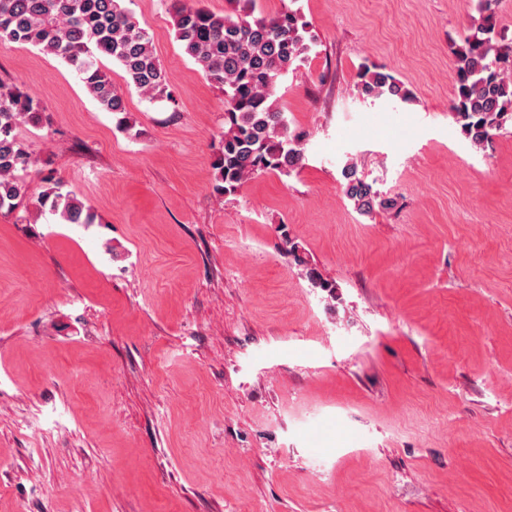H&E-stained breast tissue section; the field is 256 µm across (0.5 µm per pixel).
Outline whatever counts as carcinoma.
<instances>
[{"instance_id": "1", "label": "carcinoma", "mask_w": 512, "mask_h": 512, "mask_svg": "<svg viewBox=\"0 0 512 512\" xmlns=\"http://www.w3.org/2000/svg\"><path fill=\"white\" fill-rule=\"evenodd\" d=\"M123 0H0V40L39 48L74 67L99 107L126 114L122 93L102 71L100 58L117 63L128 86L144 98H171L165 69L154 56L151 37L122 5ZM217 17L203 8L173 3V34L185 55L224 92L222 150L213 163L215 190L234 193L251 176L288 175L304 159L300 138L288 135L284 112L274 99L278 80L299 67L314 45L307 22L287 8L270 18L251 15L246 0ZM478 0L480 21L469 27L464 45L453 50L455 93L449 109L471 145L482 148L512 121V45L502 43L493 5ZM357 89L364 99L408 102L410 90L382 66L364 65ZM43 108L32 93L0 81V210L12 211L26 193L19 172L32 154L16 138L20 119L40 120ZM345 196L363 215L388 209L383 197L350 162L341 169ZM62 224H92L91 208L56 183L40 199Z\"/></svg>"}]
</instances>
